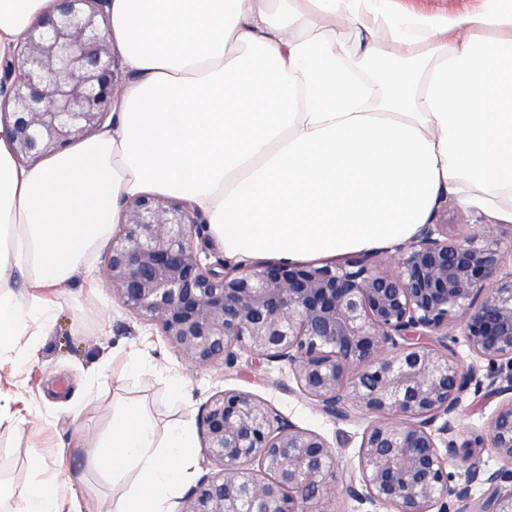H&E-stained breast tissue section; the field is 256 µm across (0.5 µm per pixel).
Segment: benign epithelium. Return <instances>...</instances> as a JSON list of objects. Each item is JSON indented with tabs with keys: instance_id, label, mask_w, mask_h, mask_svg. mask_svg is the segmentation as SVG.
Listing matches in <instances>:
<instances>
[{
	"instance_id": "obj_1",
	"label": "benign epithelium",
	"mask_w": 512,
	"mask_h": 512,
	"mask_svg": "<svg viewBox=\"0 0 512 512\" xmlns=\"http://www.w3.org/2000/svg\"><path fill=\"white\" fill-rule=\"evenodd\" d=\"M105 0H53L6 61L4 113L14 155L58 153L103 128L122 65L102 24ZM106 286L125 310L160 327L187 361L259 367L286 361L302 395L327 416L377 415L362 435L358 473L330 443L247 392L202 408L209 457L179 512L326 510L338 484L357 508L390 512H512V271L493 233L448 236L426 224L386 251L317 266L211 264L194 248L203 223L191 202L126 199ZM464 337L473 362L454 345ZM486 375L480 377V364ZM500 403L482 433L458 440L463 396ZM495 450V468L479 449ZM486 487L480 498L473 490Z\"/></svg>"
}]
</instances>
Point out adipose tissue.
I'll return each instance as SVG.
<instances>
[{
    "label": "adipose tissue",
    "instance_id": "obj_1",
    "mask_svg": "<svg viewBox=\"0 0 512 512\" xmlns=\"http://www.w3.org/2000/svg\"><path fill=\"white\" fill-rule=\"evenodd\" d=\"M386 0H108L107 33L135 76L112 126L34 166L0 137V356L45 315L9 291L67 281L146 191L190 200L227 257L285 262L384 249L416 236L447 195L512 222V0L457 17L396 15ZM46 0H0V57ZM332 17L366 34L369 97ZM391 41L398 54L387 53ZM93 464L122 488L112 512H169L194 445L113 411ZM57 476L14 512H61Z\"/></svg>",
    "mask_w": 512,
    "mask_h": 512
}]
</instances>
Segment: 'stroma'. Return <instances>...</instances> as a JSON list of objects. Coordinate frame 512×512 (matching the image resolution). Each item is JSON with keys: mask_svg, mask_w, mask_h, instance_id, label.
Wrapping results in <instances>:
<instances>
[{"mask_svg": "<svg viewBox=\"0 0 512 512\" xmlns=\"http://www.w3.org/2000/svg\"><path fill=\"white\" fill-rule=\"evenodd\" d=\"M488 0H390L393 13L458 16L485 8ZM452 236H469L494 226L502 244L512 243V222L492 221L481 211L465 208L455 200L442 201L434 212ZM108 251L78 267L56 288L31 290L26 274L15 273L14 290L22 302L39 298L48 306V319L28 324L21 342L36 354L26 360L16 354L0 357V402L19 423L14 433L0 435V480L22 491L35 471L62 472L65 501L78 502L83 512H109L112 486L92 464L91 444L99 430L112 420L118 403L141 404L156 423L158 432L174 424H190L194 446L187 474L172 512H178L181 496L199 479L218 473L208 457L198 421L205 403L214 395L236 389L270 403L278 413L301 428L324 436L334 447L340 468L358 463L362 434L371 414L357 411L338 421L324 415L313 402L294 389L287 363L272 362L253 370L249 353H241L237 365L197 366L181 357L156 324L126 311L105 285ZM138 370H131V360ZM180 383L185 399H172L169 382Z\"/></svg>", "mask_w": 512, "mask_h": 512, "instance_id": "stroma-1", "label": "stroma"}]
</instances>
